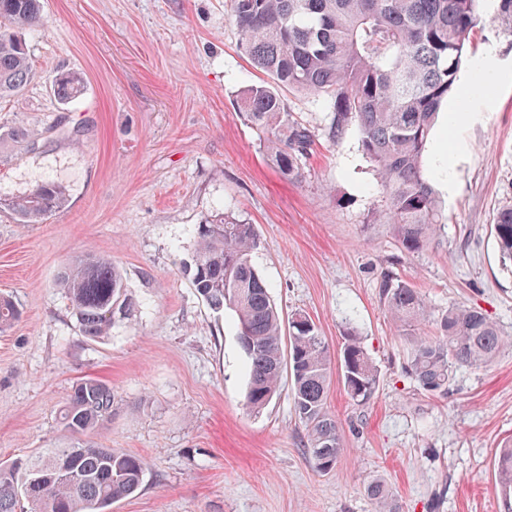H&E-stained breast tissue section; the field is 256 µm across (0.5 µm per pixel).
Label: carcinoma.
<instances>
[{
	"instance_id": "obj_1",
	"label": "carcinoma",
	"mask_w": 512,
	"mask_h": 512,
	"mask_svg": "<svg viewBox=\"0 0 512 512\" xmlns=\"http://www.w3.org/2000/svg\"><path fill=\"white\" fill-rule=\"evenodd\" d=\"M483 0H231L239 49L268 80L239 94L243 116L265 136L279 170L302 176L313 135L290 118L283 89L333 98L328 135L334 139L356 124L363 153L373 162L388 201L390 223L408 254L428 248L442 224L441 202L429 177L426 156L448 97L457 93L466 44L481 21ZM43 20L40 0H0V99L20 92L32 75L19 30ZM84 90L81 75L60 74L55 96L70 103ZM54 183L0 201L23 224H40L64 205ZM502 257L512 261V204L491 225ZM259 244L254 225L224 214L198 227L192 285L216 311L236 316L237 336L248 357L247 408L263 410L290 370L293 407L307 431V453L316 469L332 471L342 453L338 425L327 406L331 355L311 318H283L268 285L251 264ZM83 335L109 336L129 311L122 275L112 263L86 254L59 273ZM379 288L384 306L408 345L407 366L423 390L445 395L458 367H486L512 339L476 307L442 313L437 332L421 325L429 312L410 284L388 273ZM20 313L0 298V329ZM344 390L356 405L376 391L377 370L360 338L345 336L340 355ZM112 387L97 379L73 386L61 412L65 443L0 466V512H107L134 494L143 480L140 458L89 440L111 416ZM502 512H512V440L497 457ZM377 512H399L383 482L365 487Z\"/></svg>"
}]
</instances>
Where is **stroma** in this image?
Here are the masks:
<instances>
[{"label":"stroma","mask_w":512,"mask_h":512,"mask_svg":"<svg viewBox=\"0 0 512 512\" xmlns=\"http://www.w3.org/2000/svg\"><path fill=\"white\" fill-rule=\"evenodd\" d=\"M41 2L43 22L22 34L34 74L0 100V199L51 182L66 203L40 224L0 210V294L21 311L0 332V462L61 446L72 385L97 378L115 403L95 442L144 463L139 490L110 512H373L364 487L376 479L400 512H500L512 342L487 368L457 369L447 395L429 394L379 291L390 273L431 317L477 306L512 339V263L490 232L512 202V37L497 0H485L461 72H482L491 89L471 95L449 165L429 144L447 222L413 255L388 222L357 127L328 137L329 97L284 95L316 142L303 178L269 160L237 106L264 75L239 50L231 0ZM62 71L84 79L67 104L51 88ZM220 213L254 225L252 263L282 316L309 314L335 358L355 331L378 371L362 406L340 368L331 372L343 452L329 473L305 451L290 379L263 412L246 409L235 315L211 309L190 283L198 226ZM89 252L121 270L133 302L102 342L83 337L54 286Z\"/></svg>","instance_id":"stroma-1"}]
</instances>
